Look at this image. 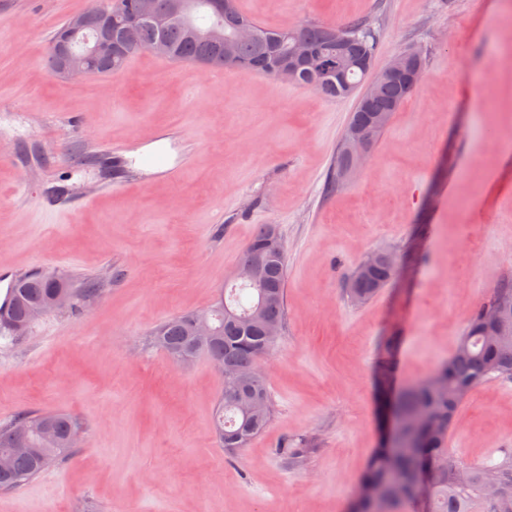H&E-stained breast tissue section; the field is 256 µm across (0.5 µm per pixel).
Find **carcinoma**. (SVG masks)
Wrapping results in <instances>:
<instances>
[{"label":"carcinoma","instance_id":"cac0c4a2","mask_svg":"<svg viewBox=\"0 0 512 512\" xmlns=\"http://www.w3.org/2000/svg\"><path fill=\"white\" fill-rule=\"evenodd\" d=\"M190 9L164 29L144 26L139 44L146 47L158 39L173 50L172 58L197 63L207 69H222L224 46L207 35L216 19L208 11L206 0H188ZM229 19L224 20V41L231 43L235 62L231 67L242 74L263 72L274 75L284 61L288 47L296 41L316 51L313 65L299 70L297 85L309 88L327 99H345L358 91V100L349 122L368 129L376 140L386 128L378 122L380 113L399 110L413 88L403 76H393L365 88V70L356 62L375 59L379 50L377 32L363 21L345 26L348 37L344 46H336V28L308 22L288 30L255 25L258 38L238 40L235 23L254 25V19L242 13L237 0H231ZM140 50L129 51L112 63L103 62L100 74L120 71ZM263 260L261 283L225 282L221 294L224 305L237 318L218 319L222 335L200 343L191 334V323L201 317L217 319L214 308L190 311L172 317L153 332L154 343L169 356L188 353L206 356L210 361L249 374L245 384L221 381V393L214 417L220 446L226 455L235 456L260 435L270 420V393L259 361L273 349L276 341L265 336L269 322H283L288 271L286 248L272 227L262 226L241 255L239 265L250 266ZM373 263L367 273L357 271L358 287L347 290L356 304L372 300L391 280L385 253L366 256ZM57 293L72 296V308L80 309L100 293L93 279L75 288L60 277L47 282L39 274L15 280L10 302L0 317V336L12 334L5 325L10 320L27 326L31 310L51 301ZM512 380V341L500 342L497 326L483 317V307L472 314L457 347L448 361L429 376L409 384L400 393L384 399L383 409L395 410L400 419L397 447L378 448L360 480L362 488L384 489L390 496L385 512H400L413 498L406 494L418 473L431 475L425 512H470L477 502L486 512H512V452L496 461L464 465L448 453V433L459 407L477 385ZM24 429L31 436L35 454L15 452L16 437ZM83 431L75 417L61 412L24 413L0 425V489L20 486L70 458L73 440Z\"/></svg>","mask_w":512,"mask_h":512}]
</instances>
